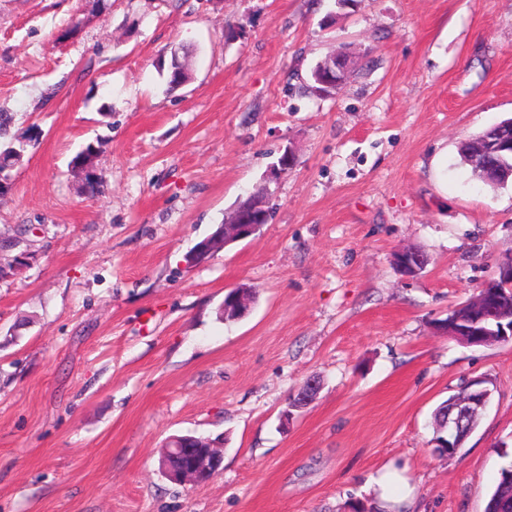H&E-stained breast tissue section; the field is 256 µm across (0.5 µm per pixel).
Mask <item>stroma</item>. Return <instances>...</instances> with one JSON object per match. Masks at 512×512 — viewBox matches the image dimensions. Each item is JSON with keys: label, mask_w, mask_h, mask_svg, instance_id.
I'll return each instance as SVG.
<instances>
[{"label": "stroma", "mask_w": 512, "mask_h": 512, "mask_svg": "<svg viewBox=\"0 0 512 512\" xmlns=\"http://www.w3.org/2000/svg\"><path fill=\"white\" fill-rule=\"evenodd\" d=\"M107 3L0 0V112L28 142L0 189V512H349L386 469L419 512H484L512 464V342L434 325L512 252V182L459 157L512 117V0ZM340 46L341 90L303 93ZM94 142L90 194L72 161ZM261 188L268 224L188 264ZM240 284L254 305L221 320ZM478 377L489 403L437 459L433 412ZM186 433L227 438L208 484L159 470Z\"/></svg>", "instance_id": "obj_1"}]
</instances>
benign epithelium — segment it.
I'll list each match as a JSON object with an SVG mask.
<instances>
[{
	"instance_id": "7a95c632",
	"label": "benign epithelium",
	"mask_w": 512,
	"mask_h": 512,
	"mask_svg": "<svg viewBox=\"0 0 512 512\" xmlns=\"http://www.w3.org/2000/svg\"><path fill=\"white\" fill-rule=\"evenodd\" d=\"M349 61L344 51L338 49L332 53L321 69L315 73L322 91V97L331 96L346 82ZM265 201L254 198L249 205L236 207L220 225L224 242L244 241L253 237L261 228V217L256 211H262ZM396 261L405 269L416 270L423 264V256L412 250H400ZM500 286L485 292L469 302L470 309L465 316H451L441 330L444 334L466 345L482 346L491 341L507 342L512 340V332L500 330V323L512 320V254L504 256L497 264ZM252 300L245 291L236 286L224 294L221 311L232 313L242 318L251 308ZM319 391V383L313 378L308 379L294 394L292 406L303 407L310 404ZM490 390L487 381L475 378L468 381L467 388L461 395L448 399L445 410L447 437L436 443L445 449L444 456L454 457V449L460 447L472 432V415L486 408ZM223 455L218 445L209 444V448L201 450L191 463L179 471L180 480L202 485L213 480L222 471Z\"/></svg>"
}]
</instances>
